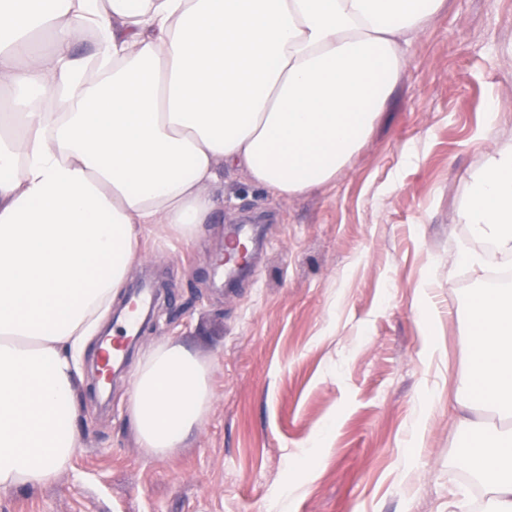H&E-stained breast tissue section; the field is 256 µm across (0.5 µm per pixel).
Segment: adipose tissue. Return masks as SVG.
<instances>
[{
    "instance_id": "1",
    "label": "adipose tissue",
    "mask_w": 512,
    "mask_h": 512,
    "mask_svg": "<svg viewBox=\"0 0 512 512\" xmlns=\"http://www.w3.org/2000/svg\"><path fill=\"white\" fill-rule=\"evenodd\" d=\"M444 0H0V491L38 487L77 446L85 344L126 286L138 238L189 245L212 223L218 166L281 198L361 150ZM86 34L107 67L76 58ZM512 261V144L461 214ZM473 373L500 423H475L469 472L512 512V289L468 298ZM209 365L153 346L129 412L166 455L208 416Z\"/></svg>"
}]
</instances>
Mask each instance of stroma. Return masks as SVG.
Returning a JSON list of instances; mask_svg holds the SVG:
<instances>
[{"label": "stroma", "mask_w": 512, "mask_h": 512, "mask_svg": "<svg viewBox=\"0 0 512 512\" xmlns=\"http://www.w3.org/2000/svg\"><path fill=\"white\" fill-rule=\"evenodd\" d=\"M360 152L283 199L220 173L197 240L141 237L129 284L159 313L109 394L90 339L78 446L0 512H478L458 389L471 372L466 299L486 273L460 213L491 142H512V0H446ZM496 120H489L491 104ZM264 216L247 275L215 260L228 222ZM173 340L211 366L213 400L181 448L147 454L127 405L145 351Z\"/></svg>", "instance_id": "35a3bbf8"}]
</instances>
